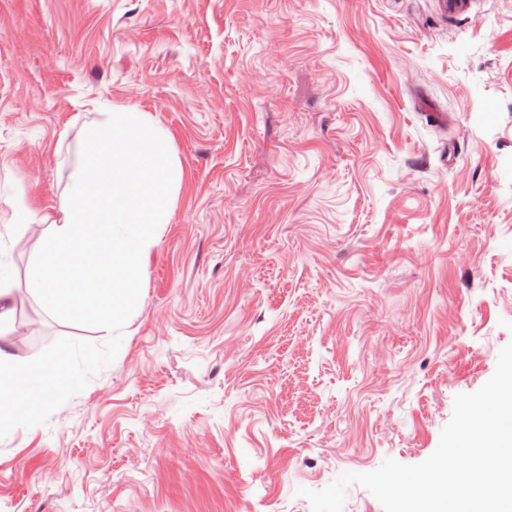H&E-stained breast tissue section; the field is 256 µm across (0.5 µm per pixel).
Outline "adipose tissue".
<instances>
[{
  "label": "adipose tissue",
  "mask_w": 512,
  "mask_h": 512,
  "mask_svg": "<svg viewBox=\"0 0 512 512\" xmlns=\"http://www.w3.org/2000/svg\"><path fill=\"white\" fill-rule=\"evenodd\" d=\"M55 364V359L45 356L18 363L9 342L0 340V423L12 424L34 417L35 401L45 400L46 394L33 382L44 377Z\"/></svg>",
  "instance_id": "1"
}]
</instances>
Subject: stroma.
I'll return each mask as SVG.
<instances>
[{"mask_svg": "<svg viewBox=\"0 0 512 512\" xmlns=\"http://www.w3.org/2000/svg\"><path fill=\"white\" fill-rule=\"evenodd\" d=\"M475 10L0 0V288L29 296L108 106L184 172L114 361L0 440V512H311L436 450L512 342V0ZM34 312L18 362L109 339Z\"/></svg>", "mask_w": 512, "mask_h": 512, "instance_id": "1", "label": "stroma"}]
</instances>
